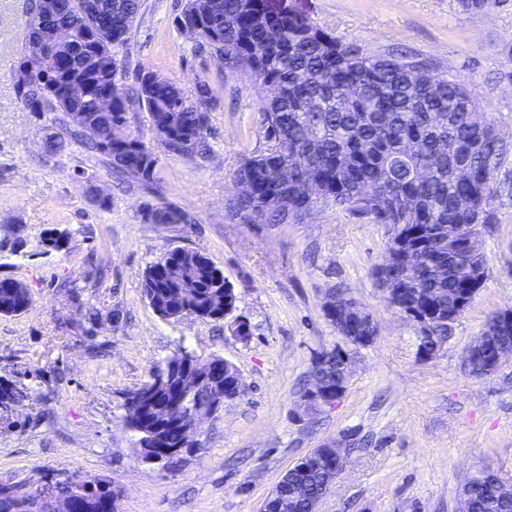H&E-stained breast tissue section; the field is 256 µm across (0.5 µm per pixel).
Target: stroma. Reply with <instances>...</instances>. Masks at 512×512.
<instances>
[{
	"instance_id": "35a3bbf8",
	"label": "stroma",
	"mask_w": 512,
	"mask_h": 512,
	"mask_svg": "<svg viewBox=\"0 0 512 512\" xmlns=\"http://www.w3.org/2000/svg\"><path fill=\"white\" fill-rule=\"evenodd\" d=\"M316 27L372 54L400 50L464 81L480 110L512 141V0L480 11L458 0H285ZM31 0H0V278L23 282V313L0 315V380L23 394L0 411V483L41 488L76 473L120 489L119 512H260L300 458L345 433L362 439L318 512H459L460 493L489 471L512 486V359L470 376L462 356L495 313L512 310V153L497 169L494 222L482 243L487 278L435 357L420 356L415 321L387 304L375 277L390 228L318 204L300 224H241L227 204L243 155L263 150L261 91L248 75L195 51L173 19L181 0H142L126 45L130 68L187 90L206 84L207 159L167 156L158 190L117 183L80 146L46 155L51 113L30 112L13 68L16 32ZM96 172L98 206L78 171ZM167 200L193 223L148 224L144 205ZM63 235L62 251L45 245ZM202 250L252 327L236 340L224 323L159 317L142 295L145 269L164 251ZM371 314L377 336L352 347L353 373L336 406L300 418L299 396L315 358L343 339L326 319L329 293ZM98 317L85 326L84 313ZM122 320L112 323V309ZM219 355L245 391L202 426L199 449L175 468L143 465L124 417L128 395L179 347Z\"/></svg>"
}]
</instances>
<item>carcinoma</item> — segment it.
<instances>
[{"instance_id":"obj_1","label":"carcinoma","mask_w":512,"mask_h":512,"mask_svg":"<svg viewBox=\"0 0 512 512\" xmlns=\"http://www.w3.org/2000/svg\"><path fill=\"white\" fill-rule=\"evenodd\" d=\"M60 23L84 35L92 19L72 0H60ZM141 0H112V24L97 29L100 51L92 56L106 82L125 86L108 117L89 136L74 112L99 117L98 95H83L79 86L49 95L40 79L17 87L21 102L35 112H53L50 141L44 152L58 155L72 144L100 157L119 178L154 188L160 181L162 156L203 158L209 148L198 114H208L216 100L202 88L192 93L167 79L146 82L145 69L131 71L118 58L141 10ZM218 38H199L196 48L220 59L224 68L249 74L267 95L260 102L259 124L266 147L242 158L235 177L247 182V191L230 200L232 216L243 214L251 224H286L315 208L317 203L359 211L377 224L391 225L382 261L377 266L379 286L395 282L427 295L443 315L456 310L459 292L473 280L479 264L467 243L481 233L472 226L477 209L494 202L496 170L512 142L497 136L479 112L476 95L462 82L413 59L430 76L407 78L399 62L404 56L369 54L354 42L310 24L293 9L275 0H221V9L209 16ZM278 31L280 39L270 36ZM144 110L157 126L172 129V138L154 144L134 131L130 114ZM448 123H436V115ZM465 163L469 175L455 176ZM279 168V178L269 170ZM427 169L422 178L418 170ZM317 187L321 195L311 196ZM149 208L143 219L151 224H182L186 210L167 201ZM463 224L461 254L448 256L441 230ZM142 294L164 319L196 316L221 321L224 307H235L236 295L207 254L171 249L146 269ZM31 305L30 292L14 278L0 279V315H15ZM487 356L464 354L467 371L483 377ZM171 362H189L208 382L196 395L204 402L216 389L224 390V367L219 356L203 357L182 347ZM126 424L139 435L140 458L154 455L168 468L177 456L165 442L151 438L155 424L146 412ZM323 469L288 473L289 512H308L309 502L322 491ZM62 498L78 495L83 512H118L120 492L96 480L70 475L55 483ZM44 489L20 490L9 500L11 512H39ZM473 512H512V500L489 495L473 502Z\"/></svg>"}]
</instances>
